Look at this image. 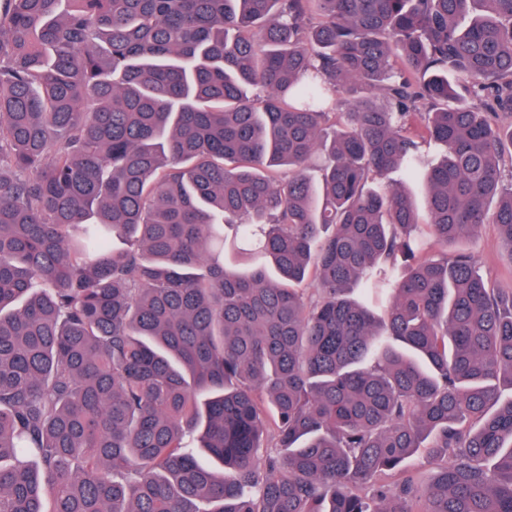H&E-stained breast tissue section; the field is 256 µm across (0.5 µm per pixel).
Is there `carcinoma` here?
Returning a JSON list of instances; mask_svg holds the SVG:
<instances>
[{
	"instance_id": "1",
	"label": "carcinoma",
	"mask_w": 512,
	"mask_h": 512,
	"mask_svg": "<svg viewBox=\"0 0 512 512\" xmlns=\"http://www.w3.org/2000/svg\"><path fill=\"white\" fill-rule=\"evenodd\" d=\"M507 157L512 0H0V512H512ZM469 249L485 276L501 286L511 285L512 272L502 258L498 234L492 224H486L480 230L478 235L471 240Z\"/></svg>"
}]
</instances>
